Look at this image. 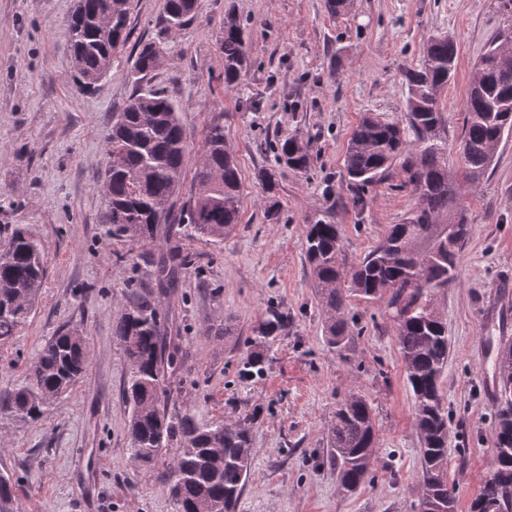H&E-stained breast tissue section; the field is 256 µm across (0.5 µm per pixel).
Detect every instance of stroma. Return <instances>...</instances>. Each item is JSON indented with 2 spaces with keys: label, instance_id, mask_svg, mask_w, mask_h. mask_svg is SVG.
<instances>
[{
  "label": "stroma",
  "instance_id": "obj_1",
  "mask_svg": "<svg viewBox=\"0 0 512 512\" xmlns=\"http://www.w3.org/2000/svg\"><path fill=\"white\" fill-rule=\"evenodd\" d=\"M77 0H0V225L21 224L42 242L47 277L35 312L0 346V396L21 384L45 342L82 330L90 362L35 420L0 414V471L10 472L20 512H176L168 457L130 458L123 401L127 362L114 327L132 289L153 281L154 246L115 237L99 187L112 114L135 88V55L154 37L164 0H133L131 35L107 78L73 82L66 21ZM234 13L249 32L243 85L224 83L219 37ZM504 25L497 0H354L334 17L325 0H199L198 17L148 77L182 110L185 140L202 145L222 123L239 165L240 222L224 241L179 239L191 265L159 308L180 368L168 406L198 423L251 419L252 465L236 512H417L421 481L413 397L386 299L351 298L349 355L330 351L325 316L305 262V226L327 211L341 232V259L356 266L413 208L399 167L351 204L344 157L363 113L402 111L405 69L426 41L451 35L454 79L442 92L448 163L473 67ZM307 140L310 170L275 166L277 138ZM276 167L277 220L266 217L257 179ZM469 239L457 279L433 294L448 328L442 375L450 412L448 484L468 512L490 472L495 436L494 359L512 338V134L488 173L466 186ZM288 328L263 343L262 374L241 363L269 306ZM364 396L378 430L375 476L343 494L322 465L328 428L346 396Z\"/></svg>",
  "mask_w": 512,
  "mask_h": 512
}]
</instances>
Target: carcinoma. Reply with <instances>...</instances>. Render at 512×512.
Segmentation results:
<instances>
[{"label": "carcinoma", "instance_id": "1", "mask_svg": "<svg viewBox=\"0 0 512 512\" xmlns=\"http://www.w3.org/2000/svg\"><path fill=\"white\" fill-rule=\"evenodd\" d=\"M131 0H78L67 24L73 77L84 90L112 69L116 49L130 35ZM198 0H165L156 37L139 46L134 63L138 87L114 113L106 138L103 194L112 235L133 244H158L153 260L159 288L175 286L191 263L180 247L160 242L162 225L177 234L224 240L240 214L241 179L234 153L224 140V126L206 127L191 193L177 203L181 176L190 151L181 112L163 88L141 85L162 63V47L190 25ZM248 35L237 17L224 18L219 49L224 83L243 84L248 72ZM458 49L447 35L429 38L421 63L404 73L408 95L396 115L364 113L349 139L344 167L352 206L361 207L365 190L400 163L403 184L414 206L401 224H393L378 245L350 270L340 262L339 227L320 214L306 227L305 261L313 288L327 308L329 348L347 356L352 336L346 317L352 295L388 297L397 340L413 396L420 438L422 483L418 512H456L448 487L449 413L441 378L448 364V331L433 308L431 295L456 278L460 253L470 227L461 197L466 183L482 179L496 154L502 125L512 132V27L492 41L475 66L464 104L458 143L461 165L448 167V143L439 135L444 124L441 92L454 78ZM275 161L298 171L310 168L307 145L297 135L275 142ZM266 215L275 218L279 201L274 170L260 175ZM457 217L453 240L440 225ZM46 267L43 246L24 227L0 238V344L27 324L41 293ZM288 328V312L270 306L258 333L263 339ZM156 300L138 291L115 324L124 348L128 377L124 399L129 411L130 455L150 463L172 454L168 481L177 512H234L250 472V430L243 423L201 425L193 416L166 409V380L179 368L176 353L166 351ZM262 353L253 351L242 373L262 372ZM89 364L85 337L76 327L52 337L27 370L24 383L0 398V413L36 419L43 408L74 384ZM496 428L489 476L470 512H512V341L497 348ZM376 425L370 402L351 394L336 407L323 457L336 470L339 487L353 494L373 478ZM17 481L0 473V512H18Z\"/></svg>", "mask_w": 512, "mask_h": 512}]
</instances>
